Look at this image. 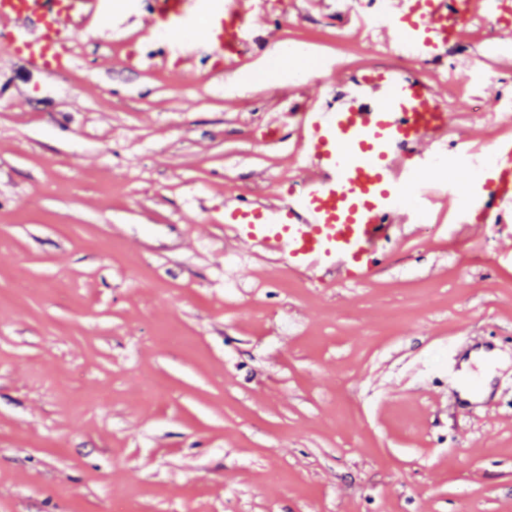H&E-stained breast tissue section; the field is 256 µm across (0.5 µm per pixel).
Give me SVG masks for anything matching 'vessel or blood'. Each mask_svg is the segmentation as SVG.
Here are the masks:
<instances>
[{"label": "vessel or blood", "mask_w": 512, "mask_h": 512, "mask_svg": "<svg viewBox=\"0 0 512 512\" xmlns=\"http://www.w3.org/2000/svg\"><path fill=\"white\" fill-rule=\"evenodd\" d=\"M144 22L199 41L216 64H234L266 16L262 0H144ZM107 0H0V47L36 70L70 72L67 45L80 27L108 14ZM474 0H388L384 47L411 41L434 58L460 35ZM448 105L433 82L368 66L335 104L310 103L299 119L294 162L299 190L270 203L224 196V236L242 244L251 265L286 264L311 283L367 282L418 216L402 198L414 166L448 155ZM470 207L459 224L466 237L512 224V137L495 139L489 161L469 180Z\"/></svg>", "instance_id": "obj_1"}]
</instances>
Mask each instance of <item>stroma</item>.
I'll use <instances>...</instances> for the list:
<instances>
[{
    "instance_id": "stroma-1",
    "label": "stroma",
    "mask_w": 512,
    "mask_h": 512,
    "mask_svg": "<svg viewBox=\"0 0 512 512\" xmlns=\"http://www.w3.org/2000/svg\"><path fill=\"white\" fill-rule=\"evenodd\" d=\"M267 25L319 61L301 94L255 82L273 49L217 69L125 0L66 74L0 51V512H512V261L459 240L443 205L374 278L314 286L273 264L218 287L225 193L286 197L292 112L379 64L438 81L449 138L487 149L512 44L474 16L443 61L379 53L336 0H271ZM164 66L125 60L158 50ZM477 55L481 82H441ZM280 130L268 137L271 116ZM399 311V322L387 315ZM494 365L483 402L451 374Z\"/></svg>"
}]
</instances>
